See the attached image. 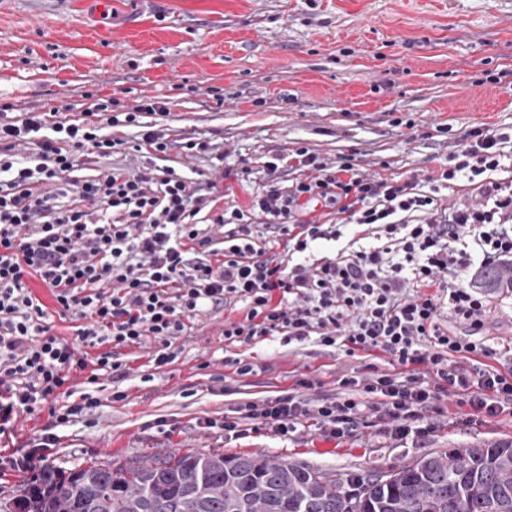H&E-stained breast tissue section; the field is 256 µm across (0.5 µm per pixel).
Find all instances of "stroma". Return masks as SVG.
Returning <instances> with one entry per match:
<instances>
[{
  "instance_id": "obj_1",
  "label": "stroma",
  "mask_w": 512,
  "mask_h": 512,
  "mask_svg": "<svg viewBox=\"0 0 512 512\" xmlns=\"http://www.w3.org/2000/svg\"><path fill=\"white\" fill-rule=\"evenodd\" d=\"M170 101L169 116L142 113L140 126L166 125L171 147L135 152L140 126L114 127L120 153L96 158V175L123 166L172 168L212 183L199 221L247 205L263 189L262 166L306 147L333 160L356 154L364 171L425 176L474 127L512 126V0H0V103L17 110L55 106L76 115L90 95ZM208 153L187 155L188 138ZM250 169L245 181L236 172ZM223 312L194 319L182 353L154 370L143 348L123 349L124 379L104 383L101 407L57 428L49 466L151 464L172 453H263L339 474L390 472L440 450L511 440L512 418L464 426L442 419L421 443L375 428L340 439L302 427L240 436L200 428L239 404L297 391L314 400L336 392L342 374L363 368L309 342L228 347ZM252 363L236 377L227 362ZM315 388L296 389L301 375ZM125 400L113 401L115 391Z\"/></svg>"
}]
</instances>
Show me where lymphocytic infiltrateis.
Masks as SVG:
<instances>
[{
	"label": "lymphocytic infiltrate",
	"instance_id": "obj_1",
	"mask_svg": "<svg viewBox=\"0 0 512 512\" xmlns=\"http://www.w3.org/2000/svg\"><path fill=\"white\" fill-rule=\"evenodd\" d=\"M117 104L96 98L82 119L53 107L0 121V435L43 411L52 427L11 459L13 470L42 473L56 428L100 407L90 386L128 373L121 349L145 347L155 368L170 365L190 320L237 305L242 316L224 320L227 343L312 341L388 368L343 374L336 396L321 400L246 402L207 428L284 436L312 420L331 438L380 426L425 439L452 404L469 423L512 414V357L495 362L480 339L492 301L471 279L512 261V176L499 175L512 133L471 129L423 180L377 177L355 155L329 162L299 147L290 184L265 162L247 207L202 224L201 184L173 169L75 179L87 161L118 152L121 139L102 126L170 113L156 97L121 117ZM461 178L472 183L463 201L439 203ZM314 201L333 206L335 220L317 218ZM350 224L362 226L361 241H344ZM323 240L334 252L308 260ZM54 315L75 320L73 339L52 331Z\"/></svg>",
	"mask_w": 512,
	"mask_h": 512
}]
</instances>
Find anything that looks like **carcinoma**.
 Wrapping results in <instances>:
<instances>
[{
  "label": "carcinoma",
  "mask_w": 512,
  "mask_h": 512,
  "mask_svg": "<svg viewBox=\"0 0 512 512\" xmlns=\"http://www.w3.org/2000/svg\"><path fill=\"white\" fill-rule=\"evenodd\" d=\"M512 289V265L476 275ZM0 512H512V441L428 454L344 482L275 456L173 453L154 465L48 471Z\"/></svg>",
  "instance_id": "obj_1"
}]
</instances>
